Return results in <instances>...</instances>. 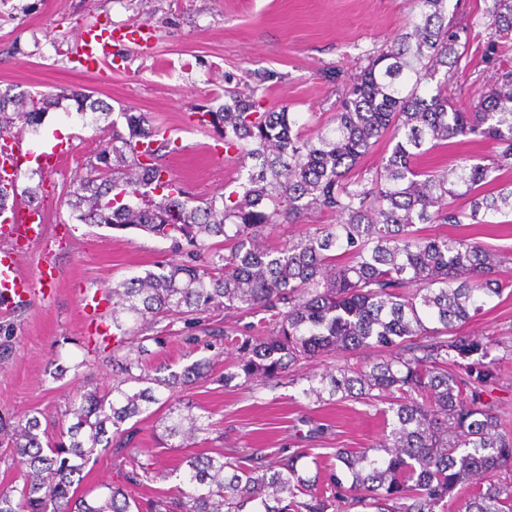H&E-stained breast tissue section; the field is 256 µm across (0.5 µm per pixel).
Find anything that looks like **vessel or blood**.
Returning a JSON list of instances; mask_svg holds the SVG:
<instances>
[{
    "mask_svg": "<svg viewBox=\"0 0 512 512\" xmlns=\"http://www.w3.org/2000/svg\"><path fill=\"white\" fill-rule=\"evenodd\" d=\"M112 40V35L100 28L83 29L78 35V65L87 69L110 55ZM25 159L21 140L1 145L0 178L11 179ZM46 235L43 214L26 206L12 211L10 218L0 222V307L9 309L25 302L37 285L54 280L53 265L40 266L32 276L22 268L23 245L42 241Z\"/></svg>",
    "mask_w": 512,
    "mask_h": 512,
    "instance_id": "1",
    "label": "vessel or blood"
}]
</instances>
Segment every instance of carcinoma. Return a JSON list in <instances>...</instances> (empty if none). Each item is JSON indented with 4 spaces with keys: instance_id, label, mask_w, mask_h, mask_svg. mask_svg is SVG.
<instances>
[{
    "instance_id": "obj_1",
    "label": "carcinoma",
    "mask_w": 512,
    "mask_h": 512,
    "mask_svg": "<svg viewBox=\"0 0 512 512\" xmlns=\"http://www.w3.org/2000/svg\"><path fill=\"white\" fill-rule=\"evenodd\" d=\"M447 0H415V14L369 64L350 80L328 126L303 132L294 113L261 109L255 89L228 90L219 111L200 122L224 129V153L246 171L232 189L194 202L169 188L144 114L124 112L128 134L117 127L69 201L82 224L135 227L158 237L185 239L187 259L158 265L118 283L112 324L122 317H189L211 309L255 314L261 331L224 342L239 351L247 380H275L285 369L324 353L381 349L390 357L338 365L304 393L318 400L359 396L389 400V428L373 448H338L336 468L316 488L299 474L301 456L226 460L223 454L184 457L182 482L150 502V512H447L456 486L473 493L463 512H512V435L482 395L496 379L485 362L495 343L458 331L494 297L512 288L498 275L500 255L458 237L421 234V224H487L512 213V0L484 11L490 29L484 59L496 80L469 107L452 87L462 73L467 27L448 16ZM73 100L94 108L82 92L40 97L0 91V138L41 125L48 109ZM391 146L381 163L354 176L381 140ZM479 139L490 158L470 157L447 169L421 168L420 156L451 140ZM38 195L18 183H0V214L18 194ZM458 198L468 207L457 208ZM312 210L336 213L335 224L310 228L298 241L263 245L269 226L293 224ZM220 238L224 253L208 240ZM127 351L113 355L112 388L90 387L71 403L76 422L68 442H51L37 417L1 422L0 433L21 468V487L0 490V512H133L140 509L118 485L100 500L77 492L80 474L98 447L126 445L121 426L168 403L160 420L172 448L214 430L192 406L160 397L204 374L199 360L164 378L143 364L146 337L128 329ZM123 478L150 479V463L130 457Z\"/></svg>"
}]
</instances>
